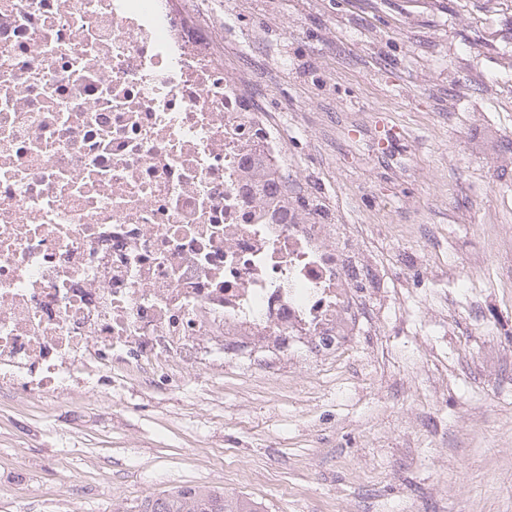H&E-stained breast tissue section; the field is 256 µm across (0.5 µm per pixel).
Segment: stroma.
<instances>
[{
  "label": "stroma",
  "instance_id": "1",
  "mask_svg": "<svg viewBox=\"0 0 512 512\" xmlns=\"http://www.w3.org/2000/svg\"><path fill=\"white\" fill-rule=\"evenodd\" d=\"M376 285L337 357L0 397V512H512V0H177ZM496 45H488V36ZM255 501L228 496L224 491L199 486H179L144 498L138 512H262Z\"/></svg>",
  "mask_w": 512,
  "mask_h": 512
}]
</instances>
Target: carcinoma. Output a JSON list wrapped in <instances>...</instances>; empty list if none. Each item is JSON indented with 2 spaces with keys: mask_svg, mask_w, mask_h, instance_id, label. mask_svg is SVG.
Here are the masks:
<instances>
[{
  "mask_svg": "<svg viewBox=\"0 0 512 512\" xmlns=\"http://www.w3.org/2000/svg\"><path fill=\"white\" fill-rule=\"evenodd\" d=\"M138 512H262L255 501L216 489L179 486L144 498Z\"/></svg>",
  "mask_w": 512,
  "mask_h": 512,
  "instance_id": "cac0c4a2",
  "label": "carcinoma"
}]
</instances>
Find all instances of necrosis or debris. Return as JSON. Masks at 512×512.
I'll use <instances>...</instances> for the list:
<instances>
[{
    "instance_id": "4bbe7bcc",
    "label": "necrosis or debris",
    "mask_w": 512,
    "mask_h": 512,
    "mask_svg": "<svg viewBox=\"0 0 512 512\" xmlns=\"http://www.w3.org/2000/svg\"><path fill=\"white\" fill-rule=\"evenodd\" d=\"M213 41L173 0H0V389L349 343L336 227Z\"/></svg>"
}]
</instances>
